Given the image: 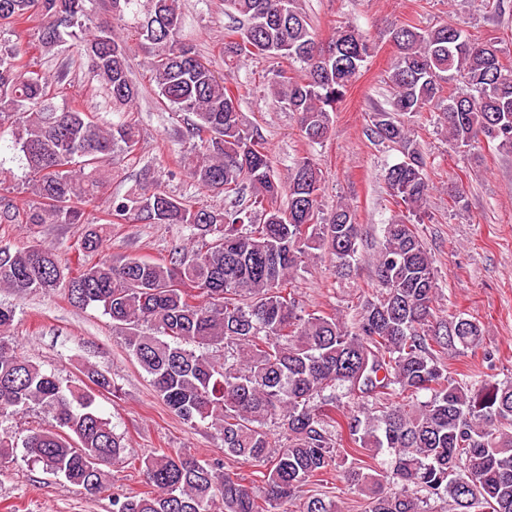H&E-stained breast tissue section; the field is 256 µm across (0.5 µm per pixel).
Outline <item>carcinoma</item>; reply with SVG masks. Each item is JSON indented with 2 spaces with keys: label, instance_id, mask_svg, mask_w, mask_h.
<instances>
[{
  "label": "carcinoma",
  "instance_id": "obj_1",
  "mask_svg": "<svg viewBox=\"0 0 512 512\" xmlns=\"http://www.w3.org/2000/svg\"><path fill=\"white\" fill-rule=\"evenodd\" d=\"M86 2L0 0V31L23 27L43 48L74 42L88 81L113 108H129L140 88L126 42ZM112 7L132 15L151 53L158 101L194 116L186 135L198 142L180 166L216 194L250 189L251 203L227 211L159 186L105 195L113 161L133 156L139 143L135 120L124 114L104 124L56 105L52 83L29 69L26 51L0 42V121L14 123L33 196L20 208L1 203V224H87L86 208L103 202L108 225L116 217L182 224L188 240L202 242L177 246L162 261L106 254L74 277L51 247L1 245L0 288L19 296L65 289L81 306L102 307L167 408L194 429L219 431L224 454L260 468L264 491L256 494L221 459L171 448L131 455L96 405L112 378L91 366L84 381L45 372L18 352L9 307H0V424L42 408L55 426L30 431L23 447L92 497L110 488L112 470L138 464L145 490L112 499V512H342L341 501L325 496L297 503L302 486L327 475L363 496L364 512H429L431 499L447 502L448 512H512V379L448 375L445 351L475 347L481 330L461 315H436L435 270L415 224L402 214L384 225L373 257L379 294L360 303L355 325L298 311L294 281L315 251H331L337 278L351 272L361 241L354 210L339 204L321 215V171L308 157L285 180L275 173L261 136L245 124L240 89L181 43L180 0H112ZM224 8L238 22L225 35L224 60L300 62L302 74L280 71L270 93L296 115L305 141L324 142L330 113L370 57L368 36L347 23L321 41L302 0H224ZM397 31L392 109L373 113L372 132L402 154L386 181L414 211L430 184L402 116L438 113L457 150L486 140L511 152L512 67L496 43L458 28ZM454 82L470 92L444 95ZM103 231L86 230L80 251H98ZM218 350L221 362L210 357ZM384 449L389 466L365 463Z\"/></svg>",
  "mask_w": 512,
  "mask_h": 512
}]
</instances>
